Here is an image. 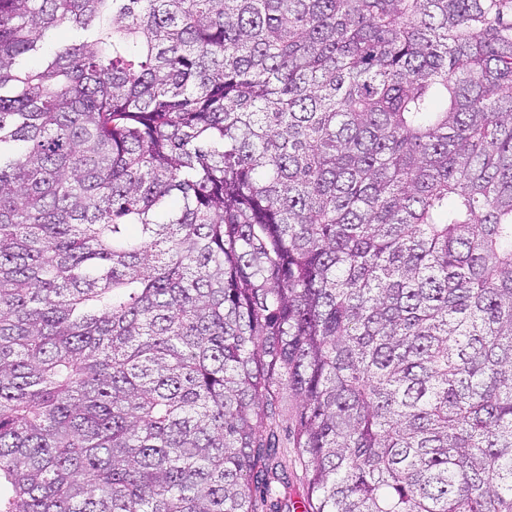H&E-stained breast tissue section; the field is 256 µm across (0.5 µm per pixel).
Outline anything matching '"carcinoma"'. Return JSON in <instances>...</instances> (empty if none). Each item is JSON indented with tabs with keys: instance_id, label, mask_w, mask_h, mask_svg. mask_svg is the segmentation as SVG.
<instances>
[{
	"instance_id": "1",
	"label": "carcinoma",
	"mask_w": 512,
	"mask_h": 512,
	"mask_svg": "<svg viewBox=\"0 0 512 512\" xmlns=\"http://www.w3.org/2000/svg\"><path fill=\"white\" fill-rule=\"evenodd\" d=\"M295 480L512 512V0H0V512Z\"/></svg>"
}]
</instances>
